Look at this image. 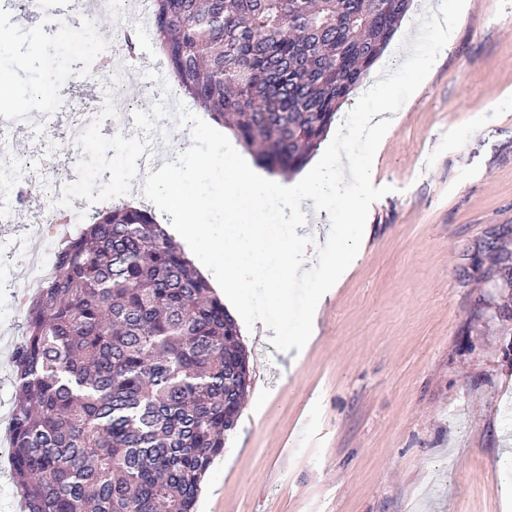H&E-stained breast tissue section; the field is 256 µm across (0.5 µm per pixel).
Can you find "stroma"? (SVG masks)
Segmentation results:
<instances>
[{
  "label": "stroma",
  "mask_w": 512,
  "mask_h": 512,
  "mask_svg": "<svg viewBox=\"0 0 512 512\" xmlns=\"http://www.w3.org/2000/svg\"><path fill=\"white\" fill-rule=\"evenodd\" d=\"M412 0L379 59L437 12ZM74 28L0 7L12 104L66 97L54 62ZM364 254L322 303L314 338L281 353L245 339L253 386L201 484L195 512H512V0H468L454 38L408 99L376 162ZM23 261L0 267V436L14 402Z\"/></svg>",
  "instance_id": "1"
}]
</instances>
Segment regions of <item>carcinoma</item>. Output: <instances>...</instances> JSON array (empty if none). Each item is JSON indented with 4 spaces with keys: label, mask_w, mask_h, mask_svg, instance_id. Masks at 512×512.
<instances>
[{
    "label": "carcinoma",
    "mask_w": 512,
    "mask_h": 512,
    "mask_svg": "<svg viewBox=\"0 0 512 512\" xmlns=\"http://www.w3.org/2000/svg\"><path fill=\"white\" fill-rule=\"evenodd\" d=\"M153 0L169 76L295 173L410 0ZM12 474L27 512H193L251 389L239 326L146 209L96 211L55 257L13 355Z\"/></svg>",
    "instance_id": "carcinoma-1"
}]
</instances>
